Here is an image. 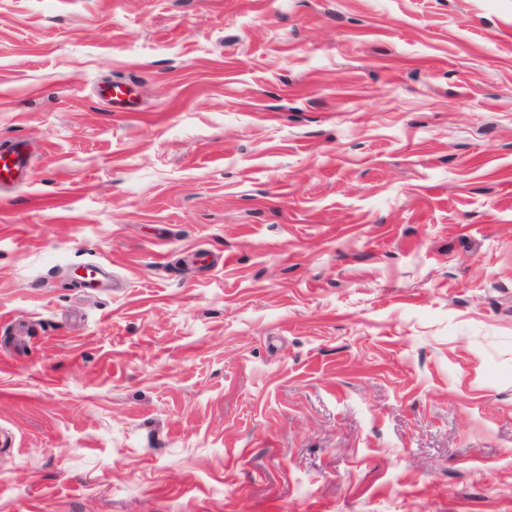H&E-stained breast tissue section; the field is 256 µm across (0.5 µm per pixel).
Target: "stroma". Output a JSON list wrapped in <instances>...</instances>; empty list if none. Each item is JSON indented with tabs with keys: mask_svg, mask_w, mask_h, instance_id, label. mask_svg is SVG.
<instances>
[{
	"mask_svg": "<svg viewBox=\"0 0 512 512\" xmlns=\"http://www.w3.org/2000/svg\"><path fill=\"white\" fill-rule=\"evenodd\" d=\"M17 140L0 512H512V0H0Z\"/></svg>",
	"mask_w": 512,
	"mask_h": 512,
	"instance_id": "35a3bbf8",
	"label": "stroma"
}]
</instances>
